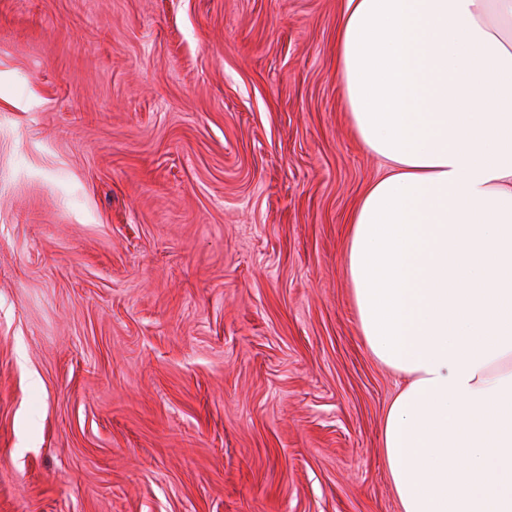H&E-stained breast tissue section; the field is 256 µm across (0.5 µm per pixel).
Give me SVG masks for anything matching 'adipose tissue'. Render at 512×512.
<instances>
[{
    "mask_svg": "<svg viewBox=\"0 0 512 512\" xmlns=\"http://www.w3.org/2000/svg\"><path fill=\"white\" fill-rule=\"evenodd\" d=\"M336 75L385 164L344 254L403 380L381 435L402 512H512V0H343Z\"/></svg>",
    "mask_w": 512,
    "mask_h": 512,
    "instance_id": "ef3b65f1",
    "label": "adipose tissue"
}]
</instances>
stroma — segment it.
I'll return each instance as SVG.
<instances>
[{
    "label": "stroma",
    "mask_w": 512,
    "mask_h": 512,
    "mask_svg": "<svg viewBox=\"0 0 512 512\" xmlns=\"http://www.w3.org/2000/svg\"><path fill=\"white\" fill-rule=\"evenodd\" d=\"M341 6L0 0V512H400Z\"/></svg>",
    "instance_id": "1"
}]
</instances>
